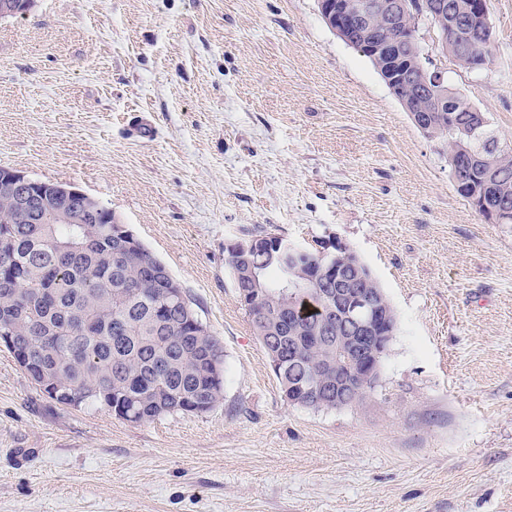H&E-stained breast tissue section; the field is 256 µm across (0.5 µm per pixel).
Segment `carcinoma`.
Segmentation results:
<instances>
[{"instance_id": "cac0c4a2", "label": "carcinoma", "mask_w": 512, "mask_h": 512, "mask_svg": "<svg viewBox=\"0 0 512 512\" xmlns=\"http://www.w3.org/2000/svg\"><path fill=\"white\" fill-rule=\"evenodd\" d=\"M404 22L421 18L440 29L448 12L428 9L433 0H406ZM355 49L369 58L384 78L395 79L394 94L406 111L437 118L426 132L451 156L474 151L465 176L471 192L488 202L512 204V142L499 140L475 148L470 136L474 113L450 87L437 97L415 93L409 85L420 75L419 43L395 39L376 16L362 29ZM470 27L450 33L447 55L471 69L475 59L460 51L470 44ZM459 103L448 113V103ZM19 196L0 190V346L48 398L73 408H106L134 423L174 413L204 414L224 400V348L194 308L184 309L167 293L180 284L139 241L125 238L110 223L103 204L95 224L57 223L53 211L77 214L81 201L48 194ZM319 250L301 249L294 265L284 268L268 255L257 279H234L236 291L258 294L256 336L281 338L279 372L283 395L294 405L336 410L360 404L366 392L336 388V374L346 371L336 354V327L328 294L336 292V275L323 274L309 284L302 274L319 271ZM309 336H319L313 343ZM303 341L288 351L293 339Z\"/></svg>"}]
</instances>
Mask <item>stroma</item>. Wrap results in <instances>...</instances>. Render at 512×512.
<instances>
[{"label": "stroma", "mask_w": 512, "mask_h": 512, "mask_svg": "<svg viewBox=\"0 0 512 512\" xmlns=\"http://www.w3.org/2000/svg\"><path fill=\"white\" fill-rule=\"evenodd\" d=\"M429 69L512 139V0ZM154 136L129 132L133 115ZM111 208L224 348V400L133 424L0 351V512H512V224L453 187L317 0H33L0 19V168ZM367 266L398 327L362 403L289 404L224 263L253 228Z\"/></svg>", "instance_id": "1"}]
</instances>
